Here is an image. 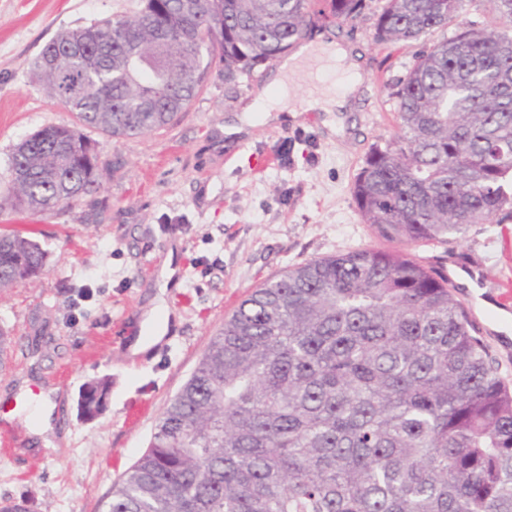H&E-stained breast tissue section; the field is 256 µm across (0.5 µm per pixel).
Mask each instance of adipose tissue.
Masks as SVG:
<instances>
[{
	"mask_svg": "<svg viewBox=\"0 0 512 512\" xmlns=\"http://www.w3.org/2000/svg\"><path fill=\"white\" fill-rule=\"evenodd\" d=\"M313 58L333 63L338 72L347 75L348 80L339 94L316 89L310 92L305 103L295 104L288 98V81L301 72ZM364 77L363 58L354 45L322 33L318 34L315 39L271 72L267 85L259 88L253 100L242 104L238 114L225 124L224 134L227 139L233 140L248 133L261 119L273 123L289 120L294 122L304 112H325L329 115L326 122L329 130L336 135H344L345 115L353 111ZM273 88L279 92L278 98L274 100L269 97V91ZM175 274L176 268L172 259H165L157 274L161 293L155 297L152 306L144 314L141 336L129 343V357L136 358L148 353L165 339L174 324L175 319L166 304L164 292L177 287Z\"/></svg>",
	"mask_w": 512,
	"mask_h": 512,
	"instance_id": "obj_1",
	"label": "adipose tissue"
}]
</instances>
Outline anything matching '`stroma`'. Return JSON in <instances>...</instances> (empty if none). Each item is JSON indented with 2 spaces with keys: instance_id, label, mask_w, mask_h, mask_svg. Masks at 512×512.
<instances>
[{
  "instance_id": "obj_1",
  "label": "stroma",
  "mask_w": 512,
  "mask_h": 512,
  "mask_svg": "<svg viewBox=\"0 0 512 512\" xmlns=\"http://www.w3.org/2000/svg\"><path fill=\"white\" fill-rule=\"evenodd\" d=\"M334 27L361 52L365 82L345 136L320 112L301 123L268 125L225 144L223 127L267 83L270 67L225 81L221 67L185 112L144 136L113 138L94 129L105 188L71 208L36 215L0 210V232L33 233L47 253L35 285L0 296V327L15 338L12 364L0 370V413L19 378L48 382L61 396L53 422L64 444L45 452L23 419L0 421V502L29 512H101L113 484L145 451L170 399L189 379L211 338L242 299L289 266L363 248H387L364 224L353 197L374 145L399 132L396 91L418 53L459 25L494 24L489 0H466L456 21L419 40L376 42L384 0ZM141 0H0V194L14 147L34 131L71 121L45 95L32 63L58 33L108 17L136 16ZM277 161L263 167L265 155ZM512 219L472 225L447 256L439 244L403 245L425 265L475 271L477 289L454 293L471 312L504 381L512 386V340L476 315L484 298L500 302L512 274ZM178 244L179 287L167 304L179 323L148 355L130 361L127 345L155 292L153 267ZM108 380L103 410L82 415L83 385Z\"/></svg>"
}]
</instances>
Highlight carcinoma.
Listing matches in <instances>:
<instances>
[{
	"label": "carcinoma",
	"instance_id": "obj_1",
	"mask_svg": "<svg viewBox=\"0 0 512 512\" xmlns=\"http://www.w3.org/2000/svg\"><path fill=\"white\" fill-rule=\"evenodd\" d=\"M492 2L508 26L459 27L417 57L397 92L399 134L356 179L362 221L388 242L450 245L512 211V0ZM326 5L336 22L368 7ZM463 7L385 0L376 38L415 40ZM309 24V0H142L133 19L59 33L34 72L75 123L15 147L26 177L0 210L72 206L103 186L78 126L158 130L205 86L215 52L224 79L249 76ZM45 266L34 238L0 233V295ZM107 390L85 385L81 412ZM102 512H512V390L439 270L399 250L310 259L224 319Z\"/></svg>",
	"mask_w": 512,
	"mask_h": 512
}]
</instances>
